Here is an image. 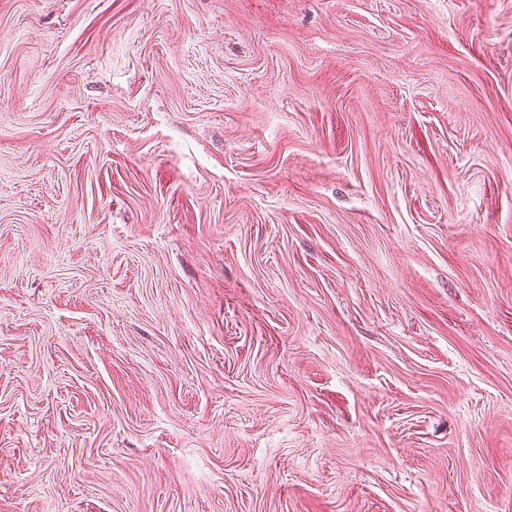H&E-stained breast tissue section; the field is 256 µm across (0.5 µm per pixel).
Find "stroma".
I'll return each mask as SVG.
<instances>
[{
	"instance_id": "35a3bbf8",
	"label": "stroma",
	"mask_w": 512,
	"mask_h": 512,
	"mask_svg": "<svg viewBox=\"0 0 512 512\" xmlns=\"http://www.w3.org/2000/svg\"><path fill=\"white\" fill-rule=\"evenodd\" d=\"M0 512H512V0H0Z\"/></svg>"
}]
</instances>
